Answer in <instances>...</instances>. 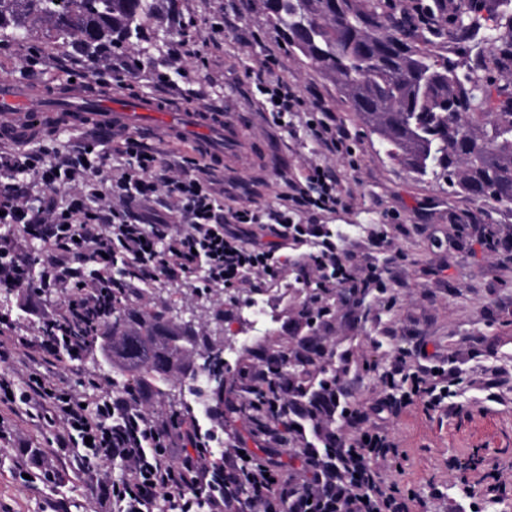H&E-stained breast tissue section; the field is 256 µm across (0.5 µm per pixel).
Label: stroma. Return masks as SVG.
I'll return each instance as SVG.
<instances>
[{
    "instance_id": "1",
    "label": "stroma",
    "mask_w": 512,
    "mask_h": 512,
    "mask_svg": "<svg viewBox=\"0 0 512 512\" xmlns=\"http://www.w3.org/2000/svg\"><path fill=\"white\" fill-rule=\"evenodd\" d=\"M228 5L229 0H179L181 37L197 51L180 68L167 61L171 37L152 27L146 40L128 49L142 64L137 74L122 75L107 90H85L92 99L152 94V74L163 73L172 84L169 100L242 121V138L225 146L224 168L216 173L225 207L275 208L289 183L301 180L312 165L333 171L350 201L347 209L317 215L316 221L332 230L337 253L351 256L352 286L319 287L309 274L312 249L291 243L284 249L291 264L282 278L257 289L196 293L186 282L148 285L143 304H165L175 314L193 311L194 329L216 336L224 348L232 347L242 327L247 301L269 305L270 326L224 365V454L241 450L263 460L276 449L285 474L293 476L302 462L292 449L305 447L320 432L352 441L362 431L350 418L326 410L320 430L302 436L271 420L256 425L238 409L244 398L236 368L242 363L289 378L293 369L283 356L316 347L321 379L333 373L340 354H349L351 371L339 385L350 408L361 412L405 391L403 382H385L395 364L410 372L432 367L438 382L451 383V405L432 408L418 398L385 420L398 453L377 463L382 480L414 512H512V211L453 193L445 182L419 179L392 161L336 82L289 46L259 0L242 6L234 26L212 43L209 25ZM33 48L45 62L31 68L26 58ZM62 53L40 25L24 42L0 37V78L19 79L29 71L57 96L69 95L71 76L55 64ZM269 57L276 59L281 78L337 116L351 135V156L322 150L307 127V113H294L283 128L262 111L256 75ZM85 135L46 121L33 125L20 146L68 150ZM42 370L91 405L113 390L112 367L96 347L74 362L59 353ZM493 372L500 385L492 400L484 382ZM49 413L48 407L20 402L0 406V430L6 433L0 440V512H109L101 483L121 480L123 467L84 469L81 449L57 448L58 426ZM49 470L54 479H46ZM480 479L503 486V494L468 497L465 486Z\"/></svg>"
}]
</instances>
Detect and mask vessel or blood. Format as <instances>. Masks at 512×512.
Returning a JSON list of instances; mask_svg holds the SVG:
<instances>
[{
  "label": "vessel or blood",
  "mask_w": 512,
  "mask_h": 512,
  "mask_svg": "<svg viewBox=\"0 0 512 512\" xmlns=\"http://www.w3.org/2000/svg\"><path fill=\"white\" fill-rule=\"evenodd\" d=\"M171 104L144 94L134 100L110 98L92 101L85 98L75 103L66 120L73 125H95L97 132L130 131L152 133L159 131L182 142L193 137L194 146L204 155H220L225 140L239 136L237 126L225 124L223 116L203 110L184 107L179 110L181 125L170 123ZM48 107L38 81L17 82L0 80V137L26 138L30 131L28 116L33 112L47 113Z\"/></svg>",
  "instance_id": "1"
}]
</instances>
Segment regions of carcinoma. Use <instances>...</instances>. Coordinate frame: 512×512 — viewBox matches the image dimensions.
<instances>
[{
    "instance_id": "cac0c4a2",
    "label": "carcinoma",
    "mask_w": 512,
    "mask_h": 512,
    "mask_svg": "<svg viewBox=\"0 0 512 512\" xmlns=\"http://www.w3.org/2000/svg\"><path fill=\"white\" fill-rule=\"evenodd\" d=\"M156 0H0V35L25 40L45 23L61 46L79 48L94 62L104 46L123 49L145 39ZM288 42L334 78L387 156L419 178H442L472 199L512 211V85L492 73L512 67V0H434V18H448V38L464 33L478 47L497 44L471 62L467 50L444 56L421 34L423 21L395 0H261ZM506 23L492 29L485 14ZM129 295L112 298L111 338L119 351L118 389L136 372L167 381L205 373L196 391L204 402L224 394V361L209 337L177 323L169 308L130 310ZM300 384L311 400L325 379H309L312 360L296 357ZM273 385L259 389L251 415L270 419Z\"/></svg>"
}]
</instances>
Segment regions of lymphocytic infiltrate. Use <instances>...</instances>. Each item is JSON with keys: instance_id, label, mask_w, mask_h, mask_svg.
<instances>
[{"instance_id": "f902f5d3", "label": "lymphocytic infiltrate", "mask_w": 512, "mask_h": 512, "mask_svg": "<svg viewBox=\"0 0 512 512\" xmlns=\"http://www.w3.org/2000/svg\"><path fill=\"white\" fill-rule=\"evenodd\" d=\"M261 105L276 120L304 111V95L282 78L259 77ZM335 175L310 166L303 181L291 184L278 208L266 215L247 209L225 213L224 202L199 172V162L184 158L172 174L158 152L140 139L91 134L69 150L44 146L16 152L0 149V289L19 290L23 305L40 324L39 336L15 335L11 320L0 321V359L9 347L36 355L57 348L83 352L87 338L107 329L105 306L118 282L110 270L121 259L132 283L183 282L199 278L204 288L256 279L279 278L286 264L266 245L246 240L244 226L267 224L280 240L316 244L313 259L319 279L344 285L353 275L337 255L323 224H297L291 215L333 213L346 208ZM39 242L38 255L29 246ZM58 296L43 302L45 292ZM49 406L61 429L59 447L83 445L82 463L95 470L120 463L125 479L105 486L115 512H151L164 496L170 512H225L227 485L248 482L251 503L276 499L284 512H409L364 458L386 459L394 445L375 426L342 447L317 439L306 444L299 477L245 458L214 462L211 443H223L224 413L211 406V427L202 430L193 415L165 420L143 411L149 386L109 394L94 408L70 393L62 382L40 371L30 373L25 390L0 378V404L10 394Z\"/></svg>"}]
</instances>
